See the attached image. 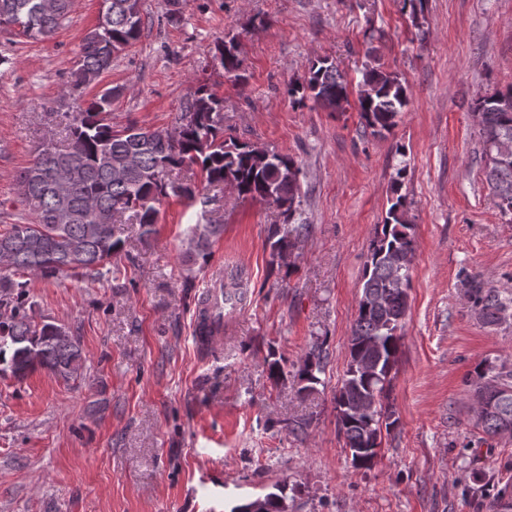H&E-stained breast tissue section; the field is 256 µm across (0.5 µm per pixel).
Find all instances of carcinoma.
<instances>
[{
    "label": "carcinoma",
    "instance_id": "obj_1",
    "mask_svg": "<svg viewBox=\"0 0 512 512\" xmlns=\"http://www.w3.org/2000/svg\"><path fill=\"white\" fill-rule=\"evenodd\" d=\"M40 0H0V28L12 29L29 39L51 36L67 18L72 0H54V9L41 12ZM99 22L83 37L81 55L62 89L73 97L96 83L110 68L112 58L137 40L142 27L140 0H103ZM424 0H402L412 24L423 27ZM215 60L224 76L238 80L242 60L236 40L216 48ZM288 96L297 104L309 99L333 112L348 104V84L336 63L325 57L312 64L303 78L289 82ZM110 88L87 105L63 113L66 146L46 136L36 155L18 176L21 203L27 224H11L0 231V255L9 258L16 273L53 278L63 273L87 274L101 280L110 274L112 256L123 240L116 216L132 213L141 237L155 234L157 204L169 195L192 199L196 192L172 178L185 165H196L207 184L224 183L243 199H260L276 205L283 226L270 228L266 246L271 263L285 264L309 225L298 223L301 190L297 160L255 143L224 137V99L206 85H199L187 99L179 123L165 137L130 123L112 126ZM512 84L477 99L472 112L478 119L485 150V180L500 200L505 214H512V157L500 160L496 143H512ZM360 117L372 133L390 130L408 104L406 87L397 76L370 68L363 73L358 96ZM138 128V133L126 131ZM403 172L390 185L391 205L384 223L378 225L369 246L357 314L349 339V363L336 391L339 431L356 468L374 464L381 448V417L393 412L382 397L400 348L408 311L409 255L416 250L408 203L402 193ZM224 231L211 222L190 228L191 241L206 253V243ZM465 294L478 315L488 324L506 318L512 296L485 289L475 278L464 282ZM34 301L25 281L0 277V372L22 378L41 368L65 382L82 374L83 352L71 335L51 331L54 324L35 320ZM328 359L324 342H314L296 371V393L307 397L321 383ZM488 383L500 389L497 413L480 428L494 437L501 423L512 422V369L501 367L494 375L478 367L473 385ZM496 505L512 512V478L496 494Z\"/></svg>",
    "mask_w": 512,
    "mask_h": 512
}]
</instances>
